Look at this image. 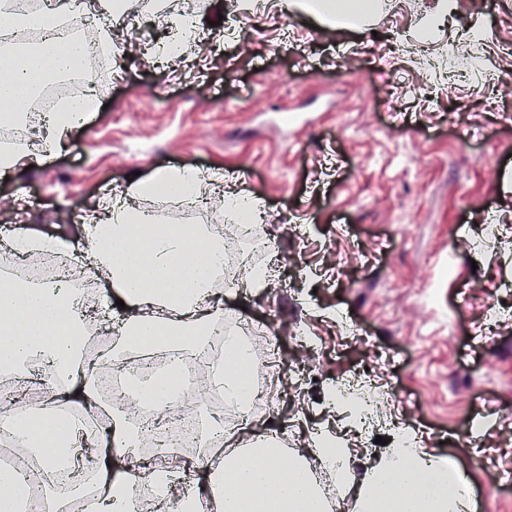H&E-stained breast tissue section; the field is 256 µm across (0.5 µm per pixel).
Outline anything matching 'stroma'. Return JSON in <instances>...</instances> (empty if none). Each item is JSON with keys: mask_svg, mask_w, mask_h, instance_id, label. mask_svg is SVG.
Returning a JSON list of instances; mask_svg holds the SVG:
<instances>
[{"mask_svg": "<svg viewBox=\"0 0 512 512\" xmlns=\"http://www.w3.org/2000/svg\"><path fill=\"white\" fill-rule=\"evenodd\" d=\"M381 2L346 28L281 0L249 12L170 0L212 25L194 61L124 60L49 164L0 179V214L25 196L36 232L73 243L81 213L133 173L222 170L261 204L284 265L274 285L235 289L222 308L277 323L281 378L259 427L294 451L309 427L342 431L329 392L359 373L383 396L377 425L350 436L356 476L400 422L462 465L475 512H512V0H457L431 30L427 48L459 74L451 91L411 52L437 0ZM156 88L148 111L121 118Z\"/></svg>", "mask_w": 512, "mask_h": 512, "instance_id": "1", "label": "stroma"}]
</instances>
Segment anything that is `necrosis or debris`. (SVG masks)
<instances>
[{
	"mask_svg": "<svg viewBox=\"0 0 512 512\" xmlns=\"http://www.w3.org/2000/svg\"><path fill=\"white\" fill-rule=\"evenodd\" d=\"M97 19L83 16L77 19L36 25L24 29L16 28L10 21L0 20V48L35 46L53 41L57 48L72 44L84 48L83 62L72 74L62 76L49 74L41 78L29 96L19 99L10 120L0 125V149L23 143L33 145L41 134L46 118L53 113L60 101L73 97H99L111 75L109 64L103 63L95 31ZM71 260L54 253H38L26 258L8 251L0 252V293L13 288L54 286L67 282ZM83 335L92 337L93 345L87 346L85 354L96 363V381L104 394L101 406L88 419L91 423L107 420L116 403L129 404L142 424L152 425L154 431L150 445L154 452L148 457L150 465L162 466L169 459L157 455V448L179 446L187 448H223L229 443L228 432L252 421L265 412L276 380L279 365L274 354L249 356L239 359L229 354L226 340L234 336L251 341L254 329L246 321L237 320L218 326L213 337L210 356L224 363L228 376L244 378L249 386V401L239 408L227 404L219 391L204 388L199 376L200 362L182 363L177 374L170 377L172 399L164 402L154 400L137 401L127 390L125 382L135 374L153 375L165 371L174 356L173 351L134 344L133 352L138 356L136 365L116 361L102 365L108 352L107 336L98 319H89L82 327ZM206 402L212 413L220 415L224 429L211 436H204L195 414L198 402ZM335 403L347 411L355 426L367 428L373 421L372 411L376 397L364 392L358 378L348 377L336 386Z\"/></svg>",
	"mask_w": 512,
	"mask_h": 512,
	"instance_id": "1",
	"label": "necrosis or debris"
}]
</instances>
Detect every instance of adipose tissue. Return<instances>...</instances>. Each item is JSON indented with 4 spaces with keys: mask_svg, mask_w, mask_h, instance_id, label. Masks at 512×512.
I'll use <instances>...</instances> for the list:
<instances>
[{
    "mask_svg": "<svg viewBox=\"0 0 512 512\" xmlns=\"http://www.w3.org/2000/svg\"><path fill=\"white\" fill-rule=\"evenodd\" d=\"M294 9L316 20L333 17L360 27L371 13L362 0H292ZM70 61L54 53H22L0 64V112L9 113L30 88L33 75L43 69L62 72ZM90 101L67 104L52 117L38 148L13 146L0 152V171L13 172L55 157L70 131L86 119ZM222 178L183 168L157 170L131 180L125 190L106 199L83 220V242L72 244L43 234H19L6 241L21 255L62 250L73 258L74 277L97 275L105 290L98 302L105 316L122 313L121 333L114 341L115 356L128 361L130 337L144 336L153 344L174 350L180 358L207 350L218 319L217 290L210 283L223 260L222 238L208 226L191 231L174 228L143 241L128 242L125 225L142 220V199L163 195L179 205L193 206L202 198L216 204L220 220L248 217L261 223L263 213L244 196H224ZM111 243H104V235ZM197 255L187 258L188 247ZM82 300L69 288H22L0 294V323L11 330L0 339V375L24 379L41 368L51 385V408L28 410L26 419L9 422L7 431L23 454L40 469L45 512H69V498L57 495L58 443L91 460L88 478L95 492L82 501V512H143L139 490L149 487L155 498L175 503L178 512H197L200 500H212L216 512H266L276 502H289L295 512H324L322 496L310 476L304 454H297L293 476H275L279 455L263 431L243 433L241 448L216 460L203 448L185 481L182 468L146 469L136 450L143 436L133 425L130 410L118 407L104 426L82 424L81 418L100 406L98 388L81 356ZM337 452L312 441L315 457L353 491L357 512H388L400 504L402 512H471L469 483L462 470L418 445L412 431H404L393 447L378 451L365 462L362 478L352 470L354 455L344 438H336Z\"/></svg>",
    "mask_w": 512,
    "mask_h": 512,
    "instance_id": "obj_1",
    "label": "adipose tissue"
}]
</instances>
